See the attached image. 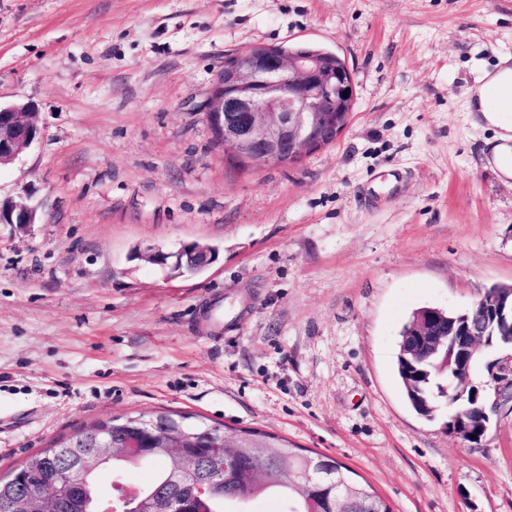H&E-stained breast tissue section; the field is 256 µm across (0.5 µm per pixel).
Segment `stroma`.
<instances>
[{"mask_svg":"<svg viewBox=\"0 0 512 512\" xmlns=\"http://www.w3.org/2000/svg\"><path fill=\"white\" fill-rule=\"evenodd\" d=\"M292 43L344 58L352 118L240 172L202 104L225 58ZM506 57L512 0H0V103L41 130L0 198L42 213L0 224V475L171 408L335 457L393 512H512V412L463 441L394 372L415 309L512 285V178L467 109ZM192 242L219 250L195 277L139 256ZM40 220L38 207L30 203L25 192L0 201V224H16L24 229Z\"/></svg>","mask_w":512,"mask_h":512,"instance_id":"35a3bbf8","label":"stroma"}]
</instances>
